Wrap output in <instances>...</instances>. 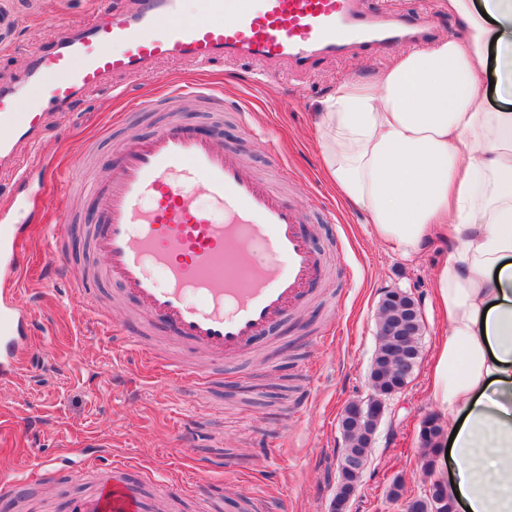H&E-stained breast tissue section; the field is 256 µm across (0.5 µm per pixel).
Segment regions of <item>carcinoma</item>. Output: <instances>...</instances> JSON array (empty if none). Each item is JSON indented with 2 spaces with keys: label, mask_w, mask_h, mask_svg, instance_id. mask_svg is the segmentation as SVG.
Segmentation results:
<instances>
[{
  "label": "carcinoma",
  "mask_w": 512,
  "mask_h": 512,
  "mask_svg": "<svg viewBox=\"0 0 512 512\" xmlns=\"http://www.w3.org/2000/svg\"><path fill=\"white\" fill-rule=\"evenodd\" d=\"M378 323L389 325L397 323L404 331V338L397 335L377 336V347L372 360L369 379L373 394L384 400L399 393L408 383L400 378L399 364L406 358L419 363L422 354V324L402 301L390 307H379ZM360 405L348 407L351 415L341 417L344 448L341 453L368 458L373 444L377 425L358 416ZM442 434V427L435 415L426 416L420 423L419 442L421 447L430 448ZM361 473L348 470L339 472L337 497L343 498L360 480ZM405 512H453L452 506L445 502L438 485L434 484L423 496L410 499L405 504Z\"/></svg>",
  "instance_id": "1"
}]
</instances>
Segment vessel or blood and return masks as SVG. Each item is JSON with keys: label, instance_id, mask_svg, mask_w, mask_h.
I'll return each mask as SVG.
<instances>
[{"label": "vessel or blood", "instance_id": "vessel-or-blood-1", "mask_svg": "<svg viewBox=\"0 0 512 512\" xmlns=\"http://www.w3.org/2000/svg\"><path fill=\"white\" fill-rule=\"evenodd\" d=\"M200 20L184 0H136L118 12L66 32L32 54L27 82L0 86V165L16 144L36 137L50 113L115 76L145 79L158 63L185 61L205 69L220 59H247L305 73L355 47L385 49L424 43L434 31L365 12L361 0H199ZM205 190L209 208L197 202ZM99 219L89 229L101 265L75 284L89 299L93 281H118L173 339L199 355L185 365L164 363L150 347L149 366L191 384L207 365L240 357L250 341L309 299L322 257L298 226L301 213L242 159L198 137L180 121L163 123L131 141L107 183L91 187ZM260 253L257 262L244 251ZM21 263L15 241L0 240V376L16 372L31 315L15 301ZM95 492L73 512H141L120 466H96Z\"/></svg>", "mask_w": 512, "mask_h": 512}]
</instances>
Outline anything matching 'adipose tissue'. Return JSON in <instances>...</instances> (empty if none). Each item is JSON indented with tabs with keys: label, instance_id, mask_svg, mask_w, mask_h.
Returning a JSON list of instances; mask_svg holds the SVG:
<instances>
[{
	"label": "adipose tissue",
	"instance_id": "adipose-tissue-1",
	"mask_svg": "<svg viewBox=\"0 0 512 512\" xmlns=\"http://www.w3.org/2000/svg\"><path fill=\"white\" fill-rule=\"evenodd\" d=\"M465 38L337 83L319 143L339 195L410 258L450 240L432 274L447 325L430 366L435 412L456 435L441 485L453 512H512V113L486 108L496 52L512 75V0H444Z\"/></svg>",
	"mask_w": 512,
	"mask_h": 512
}]
</instances>
